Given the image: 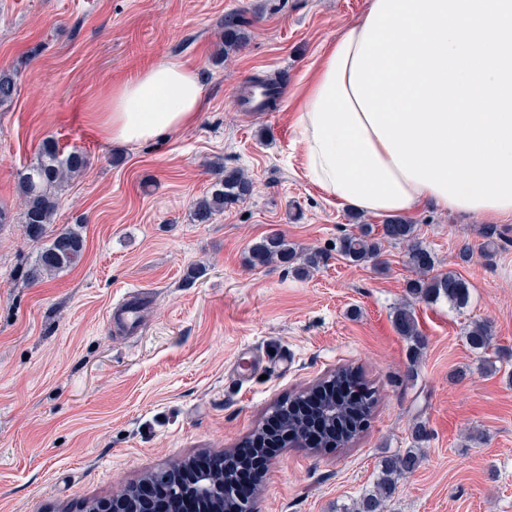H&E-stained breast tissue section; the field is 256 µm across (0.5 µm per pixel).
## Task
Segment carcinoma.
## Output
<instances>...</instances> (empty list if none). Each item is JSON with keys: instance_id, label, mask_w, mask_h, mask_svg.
I'll return each mask as SVG.
<instances>
[{"instance_id": "carcinoma-1", "label": "carcinoma", "mask_w": 512, "mask_h": 512, "mask_svg": "<svg viewBox=\"0 0 512 512\" xmlns=\"http://www.w3.org/2000/svg\"><path fill=\"white\" fill-rule=\"evenodd\" d=\"M246 40L244 22L233 16L225 18L224 48L235 49ZM251 86L264 88L267 103L276 101L279 86L270 79L255 76ZM16 93V73L1 69L0 106L11 103ZM86 165L87 156L82 150L75 147L66 153L57 140L48 137L40 143L34 161L19 174L21 223L27 236L35 241L51 237L25 271V281L31 285L76 266L82 257L85 249L82 225H70L53 235L49 234V227L58 209L59 193L64 184ZM252 192L253 182L242 170L225 166L206 194L194 203L195 218L199 223L206 224L224 208L246 199ZM386 242L406 247V263L416 272V277L405 284L410 299L425 303L445 300L458 309L467 306L470 288L466 280L453 271L434 273L435 256L416 234L415 225L405 219L389 220L379 231L369 224H360L358 231L346 233L336 241V253L351 264L372 262L378 267ZM327 260L328 253L318 249L299 251L278 233L261 238L248 251V262L253 267L279 262L292 266L302 276L319 270ZM394 323L399 334L408 342L411 364H417L427 341L418 328L410 305L396 308ZM467 342L475 350L487 351L492 343L490 329L481 323L474 324L467 333ZM360 385L355 372L349 367H342L336 370L331 379L316 386L319 405L314 417L292 411L288 403L279 406L277 411L283 421V437L301 438L309 430L321 427L325 447H330L332 443L338 446L348 443L368 420L375 403V393L371 390L362 392L359 398L352 397V393L361 392ZM420 460L418 447L382 459L372 488L365 491L353 506L345 508L344 512H384L385 504L395 493L400 479L413 473Z\"/></svg>"}]
</instances>
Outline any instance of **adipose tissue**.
<instances>
[{
	"label": "adipose tissue",
	"instance_id": "adipose-tissue-1",
	"mask_svg": "<svg viewBox=\"0 0 512 512\" xmlns=\"http://www.w3.org/2000/svg\"><path fill=\"white\" fill-rule=\"evenodd\" d=\"M367 22L363 15L348 23L324 50L294 112L306 176L338 206L370 215L427 203L454 211L443 195L406 179L353 96L350 71ZM204 102L198 70L163 60L113 85L96 129L105 141L141 144L192 126Z\"/></svg>",
	"mask_w": 512,
	"mask_h": 512
}]
</instances>
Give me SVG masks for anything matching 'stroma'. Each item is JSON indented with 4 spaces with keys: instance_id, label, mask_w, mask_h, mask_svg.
<instances>
[{
    "instance_id": "stroma-1",
    "label": "stroma",
    "mask_w": 512,
    "mask_h": 512,
    "mask_svg": "<svg viewBox=\"0 0 512 512\" xmlns=\"http://www.w3.org/2000/svg\"><path fill=\"white\" fill-rule=\"evenodd\" d=\"M367 3L0 0V68L18 81L0 107V209L13 218L0 224V512H88L176 463L235 449L276 404L341 366L377 392L367 428L338 450L283 449L253 512H340L383 456L410 447L418 420L422 459L385 512H512V219L411 213L438 271H455L471 294L461 310L415 304L427 348L413 371L393 323L414 276L403 247L385 245L383 274L336 256L353 212L304 176L297 95ZM230 15L248 39L218 63ZM164 59L198 68V121L139 145L104 141L91 113L113 83ZM258 74L281 82L275 110L235 104ZM48 137L88 156L52 224L82 225L85 249L75 267L30 285L21 273L41 246L18 222V174ZM220 163L255 190L195 223ZM272 232L324 250L327 264L307 278L249 266V247ZM137 291L139 328L108 320ZM476 322L492 330L484 354L465 337ZM485 357L500 372L482 373Z\"/></svg>"
}]
</instances>
